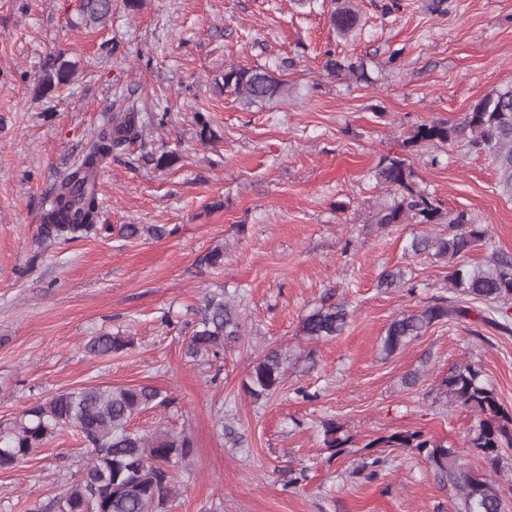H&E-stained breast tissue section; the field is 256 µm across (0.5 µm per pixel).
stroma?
I'll return each instance as SVG.
<instances>
[{
    "label": "stroma",
    "mask_w": 512,
    "mask_h": 512,
    "mask_svg": "<svg viewBox=\"0 0 512 512\" xmlns=\"http://www.w3.org/2000/svg\"><path fill=\"white\" fill-rule=\"evenodd\" d=\"M358 15L342 35L330 16ZM78 0H0V422L57 392L91 384L148 385L172 399L142 413V431L186 432L194 444L172 512H456L423 457L393 448L377 481L352 474L359 450L393 430H419L483 464L465 446L475 423L448 404L442 382L456 366L482 369L512 408V333L449 317L393 355L381 351L390 321L448 293V265L408 253L417 235L447 224L380 225L392 196L377 182L381 157L407 158L418 188L444 216L467 212L491 244L464 259L485 266L512 254V198L491 159L466 139L405 147L414 128L459 123L493 88L512 85V0H112L106 23L85 26ZM362 61L368 82L322 68L326 49ZM70 84L40 91L57 56ZM268 69L286 97L243 109L215 80L225 65ZM128 98L140 135L106 160L98 188L107 232L40 245L44 199L111 103ZM217 138L202 144L197 114ZM172 152L176 162L157 167ZM123 224L164 225L172 235L126 239ZM222 249L214 267L197 260ZM399 270L416 295L384 288ZM244 291L246 335L217 362H191L186 341L205 293ZM347 302L344 332L309 340L301 321L325 295ZM169 323H161L162 314ZM109 330L132 348L92 358L84 342ZM286 379L270 400L246 394L249 365L268 349ZM420 371L413 386L405 376ZM311 399L297 395V388ZM235 415L246 442L215 425ZM352 442L334 459L322 424ZM76 432L64 431L14 471H0V512H34L77 479ZM308 479L286 486L285 469Z\"/></svg>",
    "instance_id": "stroma-1"
}]
</instances>
